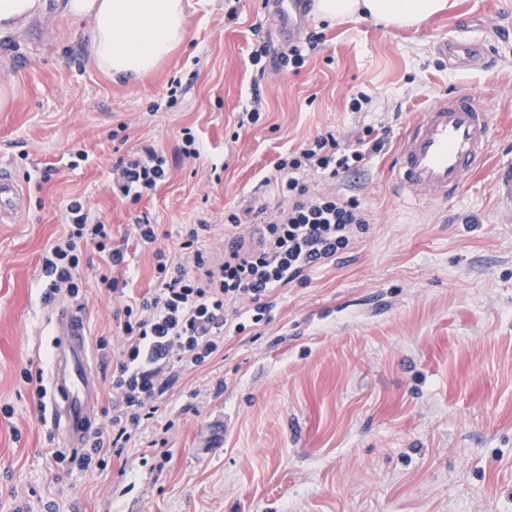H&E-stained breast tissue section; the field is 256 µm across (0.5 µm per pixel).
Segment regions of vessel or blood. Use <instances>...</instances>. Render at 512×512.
Returning a JSON list of instances; mask_svg holds the SVG:
<instances>
[{"mask_svg": "<svg viewBox=\"0 0 512 512\" xmlns=\"http://www.w3.org/2000/svg\"><path fill=\"white\" fill-rule=\"evenodd\" d=\"M285 42L306 29L310 0H266ZM438 53L449 65L463 67L485 53L473 40L445 39ZM495 141L490 108L468 91L439 97L400 137L393 165L399 195L414 202L445 203L460 192L466 177L487 159ZM25 195L11 171L0 167V221L17 216ZM53 359L49 384L52 416L63 447H84L94 427L93 409L100 394L91 368L88 326L73 305H58L52 321Z\"/></svg>", "mask_w": 512, "mask_h": 512, "instance_id": "b4317fda", "label": "vessel or blood"}]
</instances>
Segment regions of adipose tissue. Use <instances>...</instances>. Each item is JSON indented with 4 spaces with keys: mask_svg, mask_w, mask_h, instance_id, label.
Here are the masks:
<instances>
[{
    "mask_svg": "<svg viewBox=\"0 0 512 512\" xmlns=\"http://www.w3.org/2000/svg\"><path fill=\"white\" fill-rule=\"evenodd\" d=\"M448 0H318L320 18L367 13L411 28L445 11ZM90 32L88 53L114 78L151 73L187 36L184 0H0V39L14 38L49 8Z\"/></svg>",
    "mask_w": 512,
    "mask_h": 512,
    "instance_id": "ef3b65f1",
    "label": "adipose tissue"
}]
</instances>
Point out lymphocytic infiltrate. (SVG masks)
Returning <instances> with one entry per match:
<instances>
[{"label": "lymphocytic infiltrate", "instance_id": "f902f5d3", "mask_svg": "<svg viewBox=\"0 0 512 512\" xmlns=\"http://www.w3.org/2000/svg\"><path fill=\"white\" fill-rule=\"evenodd\" d=\"M387 143L381 135L343 146L330 132L279 159L273 185L280 206L272 214L262 205L228 213L219 258L205 244L211 230L205 222L184 230L171 256L156 248L155 225L137 222V243L156 249L158 286L147 294H135L122 277L126 253L108 248L110 225L92 218L81 199L72 200L69 224L42 258V299L49 304L62 294L79 298L77 245L90 240L108 251L111 271L100 275L99 285L122 302L121 336L107 426L94 432L82 453L57 449L55 459L84 472L102 456H121L138 430L156 420L157 401L174 370L202 367L223 352L226 335L268 323L275 289L304 282L307 272L332 262L366 233L369 215L356 200L315 189L310 178L333 180L362 168ZM168 174L165 156L146 148L116 162L112 189L137 201L164 183Z\"/></svg>", "mask_w": 512, "mask_h": 512}]
</instances>
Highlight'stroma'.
I'll return each instance as SVG.
<instances>
[{
	"label": "stroma",
	"instance_id": "35a3bbf8",
	"mask_svg": "<svg viewBox=\"0 0 512 512\" xmlns=\"http://www.w3.org/2000/svg\"><path fill=\"white\" fill-rule=\"evenodd\" d=\"M186 2L185 42L133 83L98 70L86 25L59 16L0 42V84L12 90L0 167L26 194L23 212L0 223V409H12L0 412V512H13V489L35 512L48 501L107 512V500L108 512H512V0H456L412 30L311 16L322 40L297 72L278 66L263 0H238L233 20L226 0ZM444 37L484 40L488 61L449 68L436 51ZM261 43L271 50L262 72L250 62ZM459 90L493 112L490 157L448 205L408 203L393 187L399 137ZM256 91L261 118L238 128ZM370 127L388 129L385 150L335 184L369 210L368 234L305 284L277 289L270 323L178 373L157 423L122 458L94 473L56 463L52 400L21 371L50 362L40 261L70 200L111 225L144 293L154 249L137 245V219L157 225L167 251L183 225L206 220L220 249L225 211L279 205L266 180L281 156L329 131L348 145ZM186 128L199 159L180 151ZM146 147L165 155L168 180L136 203L113 195V164ZM80 149L88 161L70 168ZM48 164L58 172L46 180ZM80 250L89 336H116L121 307L96 284L105 255Z\"/></svg>",
	"mask_w": 512,
	"mask_h": 512
}]
</instances>
